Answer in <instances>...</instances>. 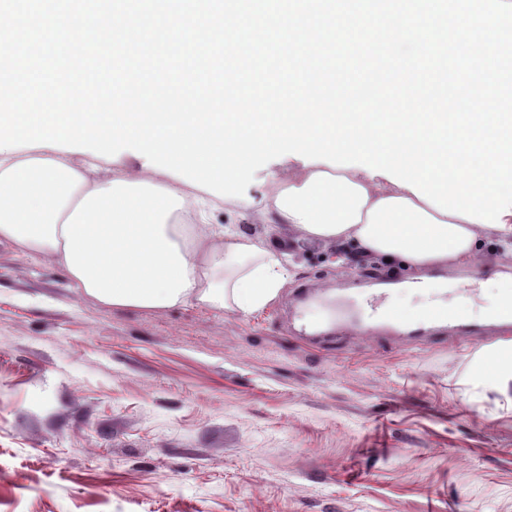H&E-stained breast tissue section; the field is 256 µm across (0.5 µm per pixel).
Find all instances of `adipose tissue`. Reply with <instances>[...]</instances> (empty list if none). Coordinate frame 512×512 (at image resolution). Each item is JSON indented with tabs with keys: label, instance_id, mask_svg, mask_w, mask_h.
I'll list each match as a JSON object with an SVG mask.
<instances>
[{
	"label": "adipose tissue",
	"instance_id": "1",
	"mask_svg": "<svg viewBox=\"0 0 512 512\" xmlns=\"http://www.w3.org/2000/svg\"><path fill=\"white\" fill-rule=\"evenodd\" d=\"M139 165L102 174L93 162L41 147L0 153V241L59 261L75 288L113 307L161 310L194 302L251 313L287 281L283 251L216 230L204 198ZM243 208L255 224L302 239L354 243L367 256L422 272L475 259L483 224L446 215L410 189L362 168L301 164Z\"/></svg>",
	"mask_w": 512,
	"mask_h": 512
}]
</instances>
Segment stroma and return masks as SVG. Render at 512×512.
<instances>
[{
    "label": "stroma",
    "mask_w": 512,
    "mask_h": 512,
    "mask_svg": "<svg viewBox=\"0 0 512 512\" xmlns=\"http://www.w3.org/2000/svg\"><path fill=\"white\" fill-rule=\"evenodd\" d=\"M210 222L283 248L277 299L112 307L0 242V512H512V344L301 335V289L408 268Z\"/></svg>",
    "instance_id": "obj_1"
}]
</instances>
